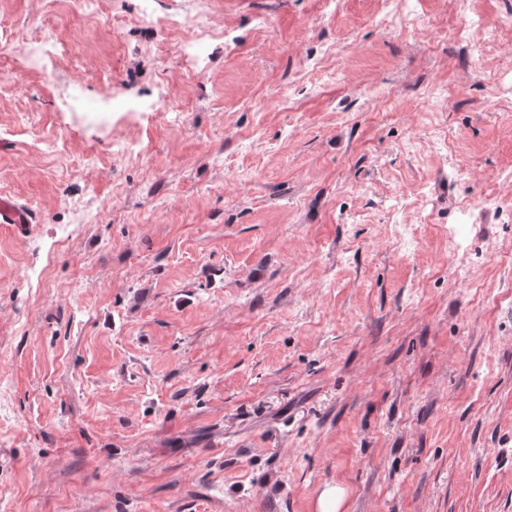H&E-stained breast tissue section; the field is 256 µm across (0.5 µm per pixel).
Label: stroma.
Here are the masks:
<instances>
[{
    "label": "stroma",
    "instance_id": "1",
    "mask_svg": "<svg viewBox=\"0 0 512 512\" xmlns=\"http://www.w3.org/2000/svg\"><path fill=\"white\" fill-rule=\"evenodd\" d=\"M509 13L0 0V512H512ZM31 216L27 209L9 196L0 195V224H30Z\"/></svg>",
    "mask_w": 512,
    "mask_h": 512
}]
</instances>
